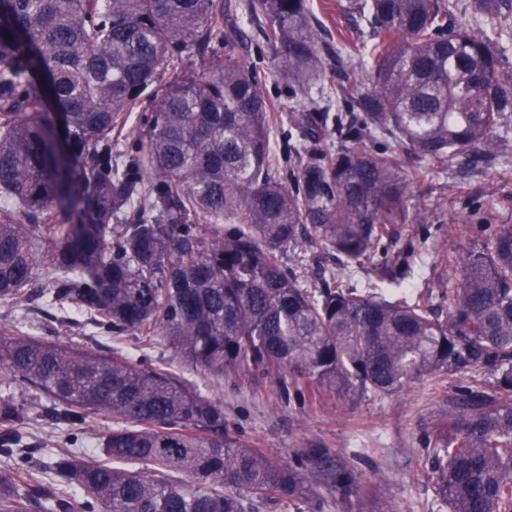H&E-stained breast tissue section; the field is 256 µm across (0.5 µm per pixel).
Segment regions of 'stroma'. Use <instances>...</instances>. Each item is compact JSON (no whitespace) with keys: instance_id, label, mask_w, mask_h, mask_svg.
<instances>
[{"instance_id":"stroma-1","label":"stroma","mask_w":512,"mask_h":512,"mask_svg":"<svg viewBox=\"0 0 512 512\" xmlns=\"http://www.w3.org/2000/svg\"><path fill=\"white\" fill-rule=\"evenodd\" d=\"M313 2L322 26V43L332 48L341 38H356L353 22L337 8L336 0ZM236 24L244 32L236 52L256 64L265 95L277 115L287 117L293 104L287 82L269 78L274 61L268 50L257 49L251 22L240 17ZM430 169L414 186L423 214L421 223L408 225L401 238L388 246L392 253L408 246L414 249L410 282L418 291L446 287L448 271L438 265L442 252H459L469 245L467 238L448 235L455 215L475 208L490 210L497 223L512 224V174L493 167L467 172L453 161L431 164ZM284 263L308 288L320 287L324 271L336 266L333 257L312 242L286 250ZM1 323L78 347L99 343L108 350L113 345L108 334L87 326L74 306L56 310L37 301L0 305ZM122 347L133 355L146 353L152 364L170 366L202 393L223 398L229 433L249 447L281 460L304 448L330 449L357 474L363 512H371L382 502L395 512H442L427 477L430 463L424 435L445 418L448 401L458 386L467 384V374L416 380L402 392L385 397L326 389L318 399L300 402L286 399L274 376L257 378L243 370L235 382L221 384L179 362L166 344L144 350L130 335ZM0 397L15 400L26 410V468L36 478L43 477L58 456L91 458L100 433L112 425L110 418L93 414L78 426L45 422L40 418L42 400L6 377H0Z\"/></svg>"}]
</instances>
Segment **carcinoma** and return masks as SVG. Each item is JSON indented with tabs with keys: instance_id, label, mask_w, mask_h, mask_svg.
Instances as JSON below:
<instances>
[{
	"instance_id": "obj_1",
	"label": "carcinoma",
	"mask_w": 512,
	"mask_h": 512,
	"mask_svg": "<svg viewBox=\"0 0 512 512\" xmlns=\"http://www.w3.org/2000/svg\"><path fill=\"white\" fill-rule=\"evenodd\" d=\"M339 6L368 39L342 42L333 80L312 0H0V201L14 210L0 213V303L72 304L117 342L162 338L216 379L276 373L298 399L485 372L487 384L457 388L463 413L426 434L428 477L448 512H512V225L448 224L472 246L443 255L459 271L441 291L443 319L430 293L387 299L349 279L411 273L407 251L376 261L421 221L413 187L424 171L399 154L512 170L500 132L512 118L501 66L512 0H471L456 22L455 0ZM232 13L288 80L299 138L286 156L256 66L233 52ZM364 67L370 88L355 76ZM149 97L131 150L112 155V130ZM333 131L336 150L311 156ZM309 241L343 270L313 289L283 261ZM0 369L47 401V420L114 421L97 457L63 455L47 480L18 459L0 512H257L283 500L317 510L320 487L354 512L357 477L329 449L282 461L239 443L224 402L166 366L5 325ZM23 419L0 398V457L16 455Z\"/></svg>"
}]
</instances>
